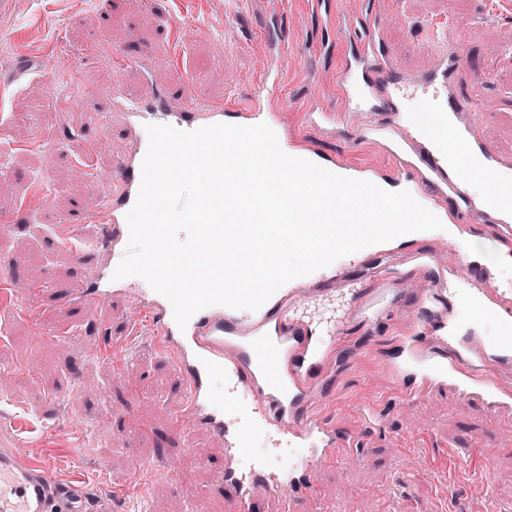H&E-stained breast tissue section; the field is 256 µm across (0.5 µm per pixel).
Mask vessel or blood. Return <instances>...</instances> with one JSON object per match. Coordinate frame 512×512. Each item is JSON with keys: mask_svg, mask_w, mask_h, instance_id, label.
I'll list each match as a JSON object with an SVG mask.
<instances>
[{"mask_svg": "<svg viewBox=\"0 0 512 512\" xmlns=\"http://www.w3.org/2000/svg\"><path fill=\"white\" fill-rule=\"evenodd\" d=\"M347 24L363 51L342 66L344 105L338 112L310 113V124L335 126L345 112H397L407 92L433 91V107L444 115L452 137H433L421 126L401 128L400 136L427 168L404 167L398 182L411 195L419 196L421 205L442 223L489 221L498 224L501 237L511 242L512 209L494 206L490 199L496 195L503 173L512 171V158L489 150L466 119L475 104L459 83L467 55L454 32L441 33L442 47L430 71L419 78L396 79L390 57L376 51L384 36L375 9L350 16ZM90 54L113 64L116 77L111 105L102 121L105 126L122 128L128 146L111 157L103 191L82 209L79 221L100 225L102 231L98 247L85 257L88 279L79 284L56 283L48 290L39 286L32 293L50 292L54 306L86 312L110 310L113 300L120 297L135 299L140 316L156 325L160 347L173 356L183 378L186 403L176 413L175 423L190 435L206 431L222 444L224 466L215 480L230 490L238 512H254L258 502L269 498L291 505L311 487L316 463L335 461L342 445L336 430L317 413L307 382L352 317L363 293L361 283L348 282L338 293L317 302L309 295L298 296V288L308 282L307 277H299L281 286L259 310L213 305L194 314L182 329L175 322L171 302L148 282L142 280L131 287L113 277L129 241L127 214L141 185L147 125L166 124L189 131L221 123H265L275 132L285 154L315 160L309 147L290 140L275 115L261 109L268 87L282 76L280 58L269 55L250 102L230 110L218 101L200 102L190 92L170 95L151 74L139 85L128 86L123 75L132 59L99 43L91 45ZM476 163L489 173L490 181L485 198L469 201L465 214H448L437 202L420 197L421 183L434 180L466 198L464 172ZM455 300L458 306L472 310L475 321L491 318L499 325V336L481 346V360L512 363V292L482 273L476 290L456 295ZM402 370L411 374L420 389L452 398H476L489 410L512 412V390L484 384L480 367L463 366L455 360L447 364L434 361L418 369L408 361ZM217 379L224 383L219 392L212 386ZM261 429L273 446L291 447V455L254 454L253 439ZM0 512H85V508L76 488L54 481L47 464L22 449L0 448Z\"/></svg>", "mask_w": 512, "mask_h": 512, "instance_id": "b4317fda", "label": "vessel or blood"}]
</instances>
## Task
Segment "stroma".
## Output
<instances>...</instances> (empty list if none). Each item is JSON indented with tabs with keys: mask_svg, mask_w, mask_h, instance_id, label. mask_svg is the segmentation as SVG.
I'll return each instance as SVG.
<instances>
[{
	"mask_svg": "<svg viewBox=\"0 0 512 512\" xmlns=\"http://www.w3.org/2000/svg\"><path fill=\"white\" fill-rule=\"evenodd\" d=\"M386 47L398 71L424 72L434 39L455 26L472 59L462 86L480 106L472 128L495 153L512 157V0H376ZM342 0L332 20L312 15L308 0H0V448H25L49 462L52 477L81 487L87 512H236L214 473L224 449L207 432L192 443L171 429L182 379L165 360L150 326L128 338L131 305H112V322L96 313L58 309L52 328L21 307L33 286L85 280L88 241L61 238L57 219L77 214L96 190L109 155L123 152L121 129L103 134L86 114L105 111L115 77L92 59L90 44L166 65L172 94L190 90L226 107L246 104L261 80L268 39L290 46L281 82L264 102L298 143L351 168L387 176L396 161L380 135L360 136L365 114L333 129L312 127L305 113L342 105L338 71L349 51ZM102 139L100 157L87 144ZM456 237L486 244L490 266L512 283V259L493 223L459 224ZM448 240L421 234L391 246L384 262L347 268L366 293L320 378L317 412L347 437L345 461L316 469L317 494L293 512H512V417L472 398L448 399L403 386L386 365L412 314L433 319L436 304L418 306L426 281L464 287L470 268L449 273ZM374 407L373 420L360 407ZM111 425H103V418ZM361 463H349L354 454ZM160 460L168 474L149 469Z\"/></svg>",
	"mask_w": 512,
	"mask_h": 512,
	"instance_id": "stroma-1",
	"label": "stroma"
}]
</instances>
